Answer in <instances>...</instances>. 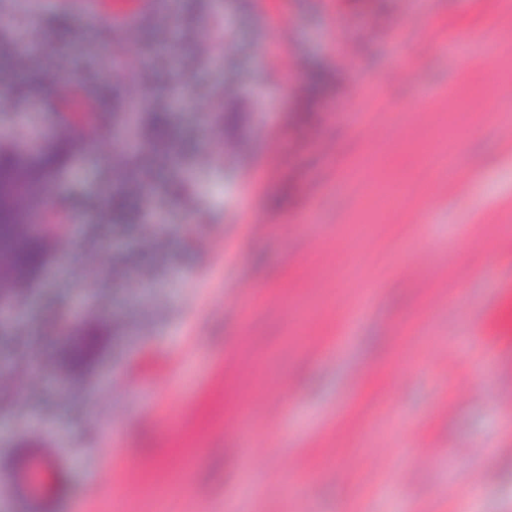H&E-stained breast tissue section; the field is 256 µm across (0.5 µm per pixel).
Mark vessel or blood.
<instances>
[{"label":"vessel or blood","instance_id":"1","mask_svg":"<svg viewBox=\"0 0 512 512\" xmlns=\"http://www.w3.org/2000/svg\"><path fill=\"white\" fill-rule=\"evenodd\" d=\"M85 20H103L121 27L150 11L152 0H50ZM498 352L506 366L504 387L512 386V282L506 283L488 304L479 331ZM248 372H238L231 388L213 385L205 413L182 409L170 410L158 438L167 473L180 475L213 440L223 435L228 425L246 424L252 407ZM59 468V459L50 450L36 449L16 460L9 470L7 487L18 501L34 506L48 499Z\"/></svg>","mask_w":512,"mask_h":512}]
</instances>
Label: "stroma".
<instances>
[{
	"label": "stroma",
	"instance_id": "obj_1",
	"mask_svg": "<svg viewBox=\"0 0 512 512\" xmlns=\"http://www.w3.org/2000/svg\"><path fill=\"white\" fill-rule=\"evenodd\" d=\"M7 8L30 30L15 49L20 72L46 63L57 73L42 85L45 100L87 67L128 82L160 58L195 61L193 79L171 73L191 104L171 137L191 145L211 217L198 223L174 198L149 249L121 231L89 247L91 213L74 209L70 238L17 313L31 355L53 356L55 370L17 372L0 343V392L14 398L0 406V467L51 440L61 476L48 512H163L171 499L179 512H512V408L495 403L503 361L475 334L512 281V257L491 256L512 234V0L493 12L485 0H269L262 13L246 0H163L156 23L168 42L154 47L143 34L118 65L110 32L90 46L88 22L69 18L49 47L39 0ZM219 19L234 33L223 57L196 33ZM427 23L437 43L422 57ZM450 33L469 41L466 58L448 47ZM346 51L359 60L349 85H377L382 111L361 112L359 99L337 93L327 63ZM401 60L411 72L391 80ZM220 84L236 98L216 112L207 91ZM410 102L425 111L420 124L388 127L379 143L365 137L366 122ZM31 121L52 149L56 118L18 111L0 89V124ZM71 134L72 161L46 181L59 197L103 200L118 138L106 123ZM228 143L236 156L221 153ZM369 162L401 193L397 205L344 182ZM431 195L438 204L417 225ZM310 227L324 233L318 261ZM219 235L222 256L212 247ZM426 244L436 252L424 274L416 259ZM123 251L137 253L136 277L111 274ZM92 283L112 303L87 318ZM64 314L71 324L61 329ZM244 362L256 385L247 430L257 453L241 451L242 431L230 427L177 486L116 498L114 450L160 459L166 411L201 408L215 372ZM460 371L477 387L461 391ZM293 472L306 477L296 492ZM475 473L476 502L456 498Z\"/></svg>",
	"mask_w": 512,
	"mask_h": 512
}]
</instances>
